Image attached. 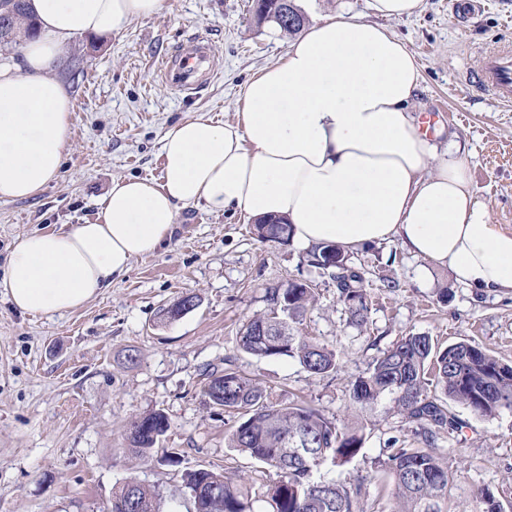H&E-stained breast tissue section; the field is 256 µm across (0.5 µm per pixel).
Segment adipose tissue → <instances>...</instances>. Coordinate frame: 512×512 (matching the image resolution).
I'll use <instances>...</instances> for the list:
<instances>
[{
    "label": "adipose tissue",
    "instance_id": "adipose-tissue-1",
    "mask_svg": "<svg viewBox=\"0 0 512 512\" xmlns=\"http://www.w3.org/2000/svg\"><path fill=\"white\" fill-rule=\"evenodd\" d=\"M38 32L0 65V202L59 173L73 100L54 76L64 45L158 14L165 0H29ZM425 0H370L369 20L319 19L247 84L234 122L197 117L162 138L160 180L113 179L97 220L19 238L0 292L35 315L83 306L170 239L180 209L283 218L303 247L399 240L486 293L512 292V231L494 224L460 151L439 149L410 103L420 67L387 21Z\"/></svg>",
    "mask_w": 512,
    "mask_h": 512
}]
</instances>
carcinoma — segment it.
Here are the masks:
<instances>
[{"label": "carcinoma", "mask_w": 512, "mask_h": 512, "mask_svg": "<svg viewBox=\"0 0 512 512\" xmlns=\"http://www.w3.org/2000/svg\"><path fill=\"white\" fill-rule=\"evenodd\" d=\"M27 0L0 3V48L17 45L19 33H34L35 21L26 12ZM258 23L273 22L285 33L305 23L295 4L280 12L279 0H257ZM265 242L287 245L292 227L284 222L255 225ZM349 261L335 244L310 252V265L320 267L325 251ZM339 301L358 324L367 320L368 294L364 273L353 266L332 274ZM270 307L248 319L239 330V347L257 358L289 357L309 373L323 375L341 368L334 349L298 332L300 318L315 301L313 289L291 280L286 288L268 291ZM224 377V411L239 416L228 438V447L271 469L276 480L267 489L272 512H358V491L342 481L321 478L325 466L342 467L362 449L363 436L331 421L319 410L294 400L274 397L255 379L232 369L210 371L211 381ZM470 409L492 417L502 408L512 409V365L469 342L441 347L423 334H409L385 350L369 369L350 381L355 404H371L383 395L393 396L402 417L418 426L424 446L393 448L380 462L393 478L392 512H451L448 508L457 472L438 457L433 445L443 435L453 437L464 423L448 413L428 387ZM170 427L167 416L154 411L136 416L126 427L132 453L147 457ZM186 492H196L195 512H247L248 493L241 478L224 471L198 468L184 473ZM474 512H502L495 496L482 491ZM107 512H162L158 492L134 478L113 489Z\"/></svg>", "instance_id": "obj_1"}]
</instances>
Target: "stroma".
I'll list each match as a JSON object with an SVG mask.
<instances>
[{
	"mask_svg": "<svg viewBox=\"0 0 512 512\" xmlns=\"http://www.w3.org/2000/svg\"><path fill=\"white\" fill-rule=\"evenodd\" d=\"M425 2L417 16L388 23L420 65L412 110L439 147H462L478 198L494 223L512 230V107L469 82L487 50L512 44V0H482L465 21L452 0ZM194 35L209 41L215 70L180 94L161 66ZM290 40L256 24L253 0H165L162 12L111 36L74 38L57 67L73 98L70 142L58 177L40 194L0 203V268L19 236L93 223L113 179H160L164 132L199 115L234 120L247 82L279 62ZM348 256L368 282L363 325L352 321L328 272L309 265L307 249L261 242L241 215L200 206L181 209L160 250L134 259L125 276L76 310L33 316L0 294V512H105L115 486L130 477L160 493L163 512H187L181 475L202 467L241 476L252 512H269L272 472L228 448L235 418L202 394L205 372L217 367L363 427L360 453L323 475L360 486L363 512L387 506L382 486L390 478L378 461L388 441L417 448L421 440L391 395L352 403L350 379L417 333L445 346L476 343L512 364V294L464 287L448 268L412 256L396 240ZM291 280L309 283L316 295L300 332L339 350L340 371L313 375L292 358L241 351L242 324L268 309L269 289ZM185 293L197 296L198 307L161 322L162 309ZM447 407L465 427L457 438L437 440L434 451L459 473L456 504L470 505L485 489L512 512V409L488 418L453 401ZM153 411L170 428L142 458L128 450L124 427ZM172 453L177 463L167 462Z\"/></svg>",
	"mask_w": 512,
	"mask_h": 512,
	"instance_id": "35a3bbf8",
	"label": "stroma"
}]
</instances>
